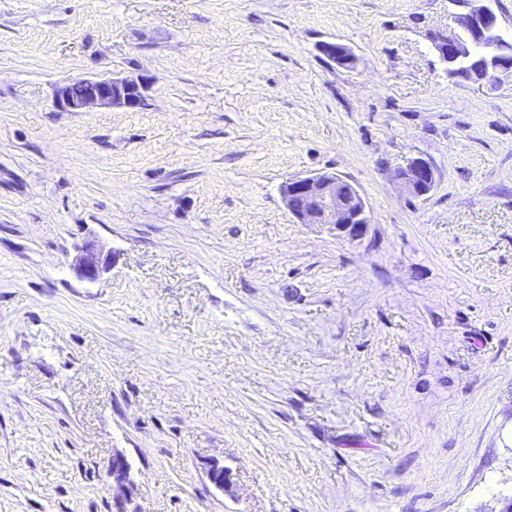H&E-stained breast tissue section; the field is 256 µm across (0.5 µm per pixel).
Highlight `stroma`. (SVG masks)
Listing matches in <instances>:
<instances>
[{
  "mask_svg": "<svg viewBox=\"0 0 512 512\" xmlns=\"http://www.w3.org/2000/svg\"><path fill=\"white\" fill-rule=\"evenodd\" d=\"M455 11L0 0V512H114L117 455L137 512H504L512 74L448 77ZM138 75L142 108L56 104ZM323 171L361 236L286 209ZM318 50L329 60L343 67L352 66L355 62L353 53L346 46L335 41L320 43ZM396 177L406 191L415 197L429 194L436 181L433 166L422 158H414L406 166L398 168ZM82 252L79 260L81 277L88 281L98 280L101 273L107 268V260H102L91 244L85 245Z\"/></svg>",
  "mask_w": 512,
  "mask_h": 512,
  "instance_id": "1",
  "label": "stroma"
}]
</instances>
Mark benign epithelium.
<instances>
[{
  "label": "benign epithelium",
  "mask_w": 512,
  "mask_h": 512,
  "mask_svg": "<svg viewBox=\"0 0 512 512\" xmlns=\"http://www.w3.org/2000/svg\"><path fill=\"white\" fill-rule=\"evenodd\" d=\"M450 3L462 9L454 16L456 28L432 34L433 47L446 65L448 76H463L461 61L481 73L483 84H492L499 73L512 71V65L505 62V57L512 54V39L503 36L494 0H450ZM318 50L343 67L355 62L353 53L335 41L320 43ZM81 86L86 90L79 93L77 88ZM145 90L146 81L141 77L72 80L58 87L56 102L72 112L93 106L135 109L145 103ZM396 177L415 197L429 194L436 181L433 166L422 158H414L398 168ZM281 194L289 213L301 224H334L337 230L355 237L369 223L367 203L358 187L334 173L292 177L281 186ZM106 268L107 260L100 258L93 245H85L79 260L81 277L95 281ZM110 477L112 486L121 491L117 503L122 508L118 512H127L123 504L130 501L132 480L123 457L112 459Z\"/></svg>",
  "instance_id": "benign-epithelium-1"
}]
</instances>
